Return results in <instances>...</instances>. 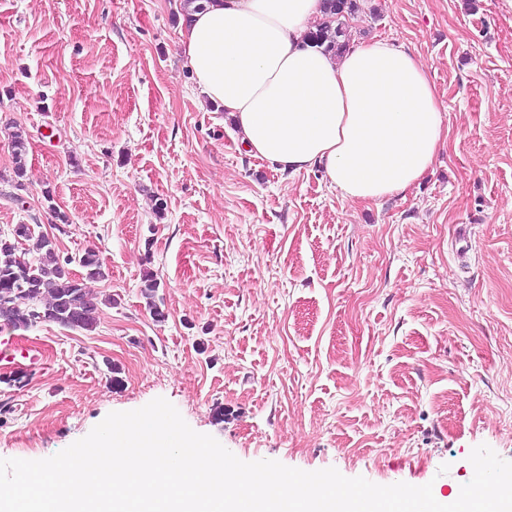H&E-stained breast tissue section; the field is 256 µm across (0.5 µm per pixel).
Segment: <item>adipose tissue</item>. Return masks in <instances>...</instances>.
<instances>
[{
  "instance_id": "ef3b65f1",
  "label": "adipose tissue",
  "mask_w": 512,
  "mask_h": 512,
  "mask_svg": "<svg viewBox=\"0 0 512 512\" xmlns=\"http://www.w3.org/2000/svg\"><path fill=\"white\" fill-rule=\"evenodd\" d=\"M322 0H206L180 30L201 95L236 124L246 150L290 175L320 169L354 202L404 194L446 143L423 62L375 40L341 56L309 44Z\"/></svg>"
}]
</instances>
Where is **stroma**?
Here are the masks:
<instances>
[{"instance_id": "35a3bbf8", "label": "stroma", "mask_w": 512, "mask_h": 512, "mask_svg": "<svg viewBox=\"0 0 512 512\" xmlns=\"http://www.w3.org/2000/svg\"><path fill=\"white\" fill-rule=\"evenodd\" d=\"M358 4L350 39L420 57L448 125L418 184L368 203L246 152L183 66L180 0H0V236L40 226L102 302L90 331L0 325L38 355L0 369V458L163 397L245 462L445 497L475 446L512 461V8Z\"/></svg>"}]
</instances>
